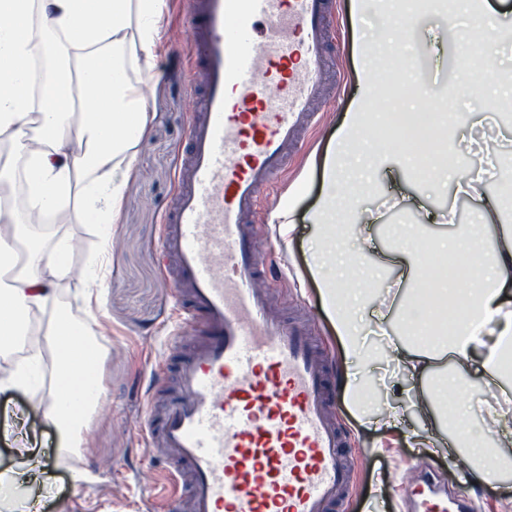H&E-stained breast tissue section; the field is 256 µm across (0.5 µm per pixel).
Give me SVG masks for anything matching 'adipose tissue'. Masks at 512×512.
Segmentation results:
<instances>
[{"mask_svg": "<svg viewBox=\"0 0 512 512\" xmlns=\"http://www.w3.org/2000/svg\"><path fill=\"white\" fill-rule=\"evenodd\" d=\"M4 17L11 26L0 29V135L7 136L9 147L0 150V195H11L17 167L25 165L27 209L24 216L0 223V267L13 271L0 285V388L29 389L41 353L32 351L23 367L14 365L13 355L28 322L47 318L44 338L53 349V387L45 413L61 433L63 451L72 452L82 445L85 420L95 411L102 387L89 340L99 323L93 291L97 270L73 266L72 238L64 234L44 240L34 223L37 215L60 212L77 175H85L81 215L96 225L102 259L111 258L112 222L122 203L128 151L152 120L141 95L152 79L151 69L131 80L114 55L123 52L147 63L154 58L161 0H0ZM374 58L371 41L362 38L356 70L360 92L325 153L320 202L305 217L316 228L333 231L340 215L357 214L365 247L378 221L377 213L362 205L367 177L377 174L398 147L392 140L374 151L365 149L363 135L377 102ZM400 118L421 159V177L447 183V168L433 159L443 136L432 113L408 109ZM461 190L472 200L479 222L469 234L438 239L459 267H435L411 295L413 302L434 307L436 327L429 340L412 341L413 328L404 317L399 338L389 343L385 356L364 346L360 315L370 303L368 290L364 280H353L354 261L343 253L339 235L333 232L324 242L327 260L312 269L342 348L367 369L384 358L401 366L404 388L415 394L418 446L452 458L466 455L461 475L478 483L502 460L473 434L468 411L458 403L443 404L442 395L463 386L459 377L447 375V365L480 375L496 392L482 433L494 432L501 445L512 444V293L507 290L512 226L501 221L502 197L487 193L480 176L470 177ZM390 232L394 246L377 259L375 269L392 272L417 263L411 225L394 224ZM66 288L83 293L82 322H74L58 301ZM36 442V436H29L16 467L0 473V512H15L16 490L49 483L33 449Z\"/></svg>", "mask_w": 512, "mask_h": 512, "instance_id": "1", "label": "adipose tissue"}]
</instances>
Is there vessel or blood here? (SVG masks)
Segmentation results:
<instances>
[{
    "label": "vessel or blood",
    "instance_id": "obj_1",
    "mask_svg": "<svg viewBox=\"0 0 512 512\" xmlns=\"http://www.w3.org/2000/svg\"><path fill=\"white\" fill-rule=\"evenodd\" d=\"M334 0H186L188 149L163 251L196 339L144 429L172 467L173 512H335L345 435L308 328L259 288L249 218L317 122Z\"/></svg>",
    "mask_w": 512,
    "mask_h": 512
}]
</instances>
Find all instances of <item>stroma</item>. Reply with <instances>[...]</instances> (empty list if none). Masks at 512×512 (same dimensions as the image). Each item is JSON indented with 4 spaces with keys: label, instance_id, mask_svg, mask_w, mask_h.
Returning a JSON list of instances; mask_svg holds the SVG:
<instances>
[{
    "label": "stroma",
    "instance_id": "obj_1",
    "mask_svg": "<svg viewBox=\"0 0 512 512\" xmlns=\"http://www.w3.org/2000/svg\"><path fill=\"white\" fill-rule=\"evenodd\" d=\"M347 2L336 0L326 41L327 62L331 70L344 72L345 79L324 83L312 104L322 115L319 125L303 147L292 153L280 180L262 190L252 215L263 265L283 273L272 290L273 299L297 308L316 336L334 387L336 416L349 436L346 454L356 494L340 512H415L417 503L405 489L419 480L446 494L449 507L458 512H512V474L502 473L472 489L458 486L456 460L441 454L423 457L414 449L411 411L402 413L398 426L374 429L352 409L341 381L346 358L310 269L318 252L314 227L300 223L286 236L271 221L282 199L302 178L310 180L302 210L314 209L319 201L323 157L358 91L354 70L359 61V35L370 37L381 51L377 78L395 82L402 67L401 62H389L384 53L390 33L374 4H366L362 21L354 27ZM184 28L180 0H163L159 45L152 61L154 81L145 100L154 119L131 150L132 167L112 226V262L93 286L100 304V340L110 354L99 366L103 388L97 409L86 423L80 458L58 453L57 430L42 411L29 407L28 395L0 391V412L22 416L25 431L36 433L40 455L52 477L40 512H167L171 467L151 452L143 417L151 393L170 384L181 343L190 340L172 265L162 252V214L174 194L187 143L188 50L178 41ZM406 34L413 46L410 57L420 73L419 81L409 89V99L415 107L425 108L426 92L432 89L441 101H452L447 136L454 170L465 176L473 168L489 165L494 174L487 177L485 188L491 194L501 193L497 172L512 165V142L499 139L498 115L512 110V48L496 47L489 53L492 78L501 87V95L457 100L453 91L461 74L455 66V50H448L439 63L426 51L430 41L446 38L443 18L427 15L420 25L407 28ZM365 203L378 212L381 224L374 251L365 255L369 261L390 246L386 225L419 223L421 207L454 213L452 225L429 226L432 237L458 232L475 221L467 196L454 193L452 187L420 180L398 155L390 157L388 174L377 176Z\"/></svg>",
    "mask_w": 512,
    "mask_h": 512
}]
</instances>
